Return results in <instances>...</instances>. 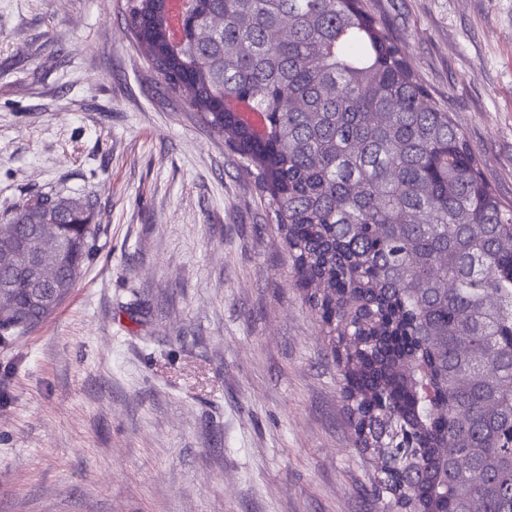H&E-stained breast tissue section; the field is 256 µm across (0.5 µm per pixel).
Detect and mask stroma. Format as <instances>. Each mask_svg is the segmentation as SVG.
Wrapping results in <instances>:
<instances>
[{
	"label": "stroma",
	"instance_id": "35a3bbf8",
	"mask_svg": "<svg viewBox=\"0 0 512 512\" xmlns=\"http://www.w3.org/2000/svg\"><path fill=\"white\" fill-rule=\"evenodd\" d=\"M512 202V0H366ZM127 0H0V224L91 199L95 256L0 345V512H377V464L268 200Z\"/></svg>",
	"mask_w": 512,
	"mask_h": 512
}]
</instances>
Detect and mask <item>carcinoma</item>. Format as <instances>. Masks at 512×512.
Masks as SVG:
<instances>
[{"label":"carcinoma","mask_w":512,"mask_h":512,"mask_svg":"<svg viewBox=\"0 0 512 512\" xmlns=\"http://www.w3.org/2000/svg\"><path fill=\"white\" fill-rule=\"evenodd\" d=\"M167 0H128L162 83L224 138L268 198L295 285L329 329L351 415L402 470L380 512H512V203L364 0H194L178 46ZM263 114L256 138L224 99ZM87 200L40 193L0 224V343L44 322L94 256ZM31 240L61 288L35 303ZM469 456L472 468L450 463Z\"/></svg>","instance_id":"obj_1"}]
</instances>
